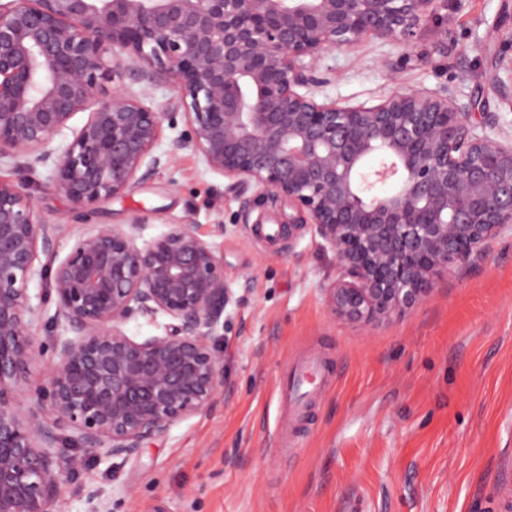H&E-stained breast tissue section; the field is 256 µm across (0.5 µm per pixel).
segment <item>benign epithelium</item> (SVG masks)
Segmentation results:
<instances>
[{"mask_svg": "<svg viewBox=\"0 0 512 512\" xmlns=\"http://www.w3.org/2000/svg\"><path fill=\"white\" fill-rule=\"evenodd\" d=\"M436 2L0 0V159L52 161L58 190L86 208L165 166L154 148L181 115L185 144L231 187L310 217L336 256L335 315L390 321L512 229V142L478 132L449 94L412 89L366 107L312 90L328 82L326 52L405 40ZM160 72L183 112H156L122 86ZM83 111L67 147L47 150ZM140 224H92L61 257L66 228L0 179V512H52L89 460L135 457L217 401L224 258L188 224L140 244ZM36 275L47 288L34 305ZM51 300L71 335L39 343ZM159 314L161 334L126 333ZM49 349L24 408L15 388Z\"/></svg>", "mask_w": 512, "mask_h": 512, "instance_id": "obj_1", "label": "benign epithelium"}]
</instances>
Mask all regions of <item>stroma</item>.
<instances>
[{
  "label": "stroma",
  "mask_w": 512,
  "mask_h": 512,
  "mask_svg": "<svg viewBox=\"0 0 512 512\" xmlns=\"http://www.w3.org/2000/svg\"><path fill=\"white\" fill-rule=\"evenodd\" d=\"M410 42L368 36L325 54L320 101L375 105L409 89L453 94L479 130L512 140V0H445ZM158 112L179 109L164 76L126 80ZM164 128V168L89 220L61 194L52 164L0 159V178L27 184L38 213L64 224L66 254L85 223L141 217V239L188 224L224 258V385L139 457L94 461L62 488L63 512H512V232L473 266L442 278L400 319L363 325L336 316L326 289L336 260L310 224L287 230L283 202L238 192ZM327 376L305 420L282 385L302 357Z\"/></svg>",
  "instance_id": "1"
}]
</instances>
